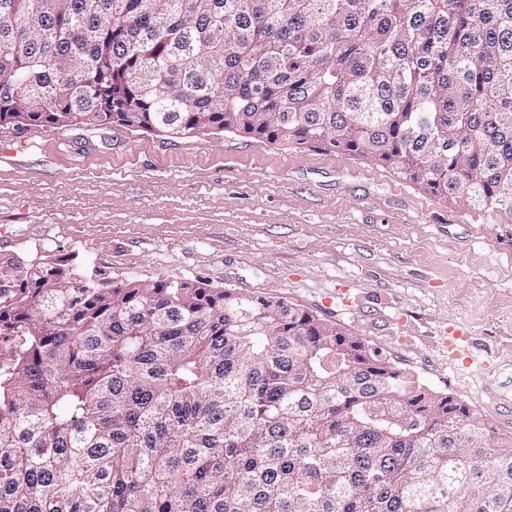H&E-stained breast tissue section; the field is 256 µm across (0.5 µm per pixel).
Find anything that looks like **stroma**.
I'll list each match as a JSON object with an SVG mask.
<instances>
[{
  "label": "stroma",
  "mask_w": 512,
  "mask_h": 512,
  "mask_svg": "<svg viewBox=\"0 0 512 512\" xmlns=\"http://www.w3.org/2000/svg\"><path fill=\"white\" fill-rule=\"evenodd\" d=\"M201 278L301 305L477 409L512 355V242L388 168L229 133L0 127V262ZM460 329L474 361H450Z\"/></svg>",
  "instance_id": "35a3bbf8"
}]
</instances>
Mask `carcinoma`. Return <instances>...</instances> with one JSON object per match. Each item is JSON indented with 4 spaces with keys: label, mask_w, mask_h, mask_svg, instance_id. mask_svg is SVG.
Here are the masks:
<instances>
[{
    "label": "carcinoma",
    "mask_w": 512,
    "mask_h": 512,
    "mask_svg": "<svg viewBox=\"0 0 512 512\" xmlns=\"http://www.w3.org/2000/svg\"><path fill=\"white\" fill-rule=\"evenodd\" d=\"M382 164L512 240V0H0V127ZM0 512H512V437L282 298L0 264Z\"/></svg>",
    "instance_id": "1"
}]
</instances>
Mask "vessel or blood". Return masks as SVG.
Here are the masks:
<instances>
[{
    "label": "vessel or blood",
    "mask_w": 512,
    "mask_h": 512,
    "mask_svg": "<svg viewBox=\"0 0 512 512\" xmlns=\"http://www.w3.org/2000/svg\"><path fill=\"white\" fill-rule=\"evenodd\" d=\"M475 387L480 405L492 414L499 429L512 430V357L488 361Z\"/></svg>",
    "instance_id": "1"
}]
</instances>
